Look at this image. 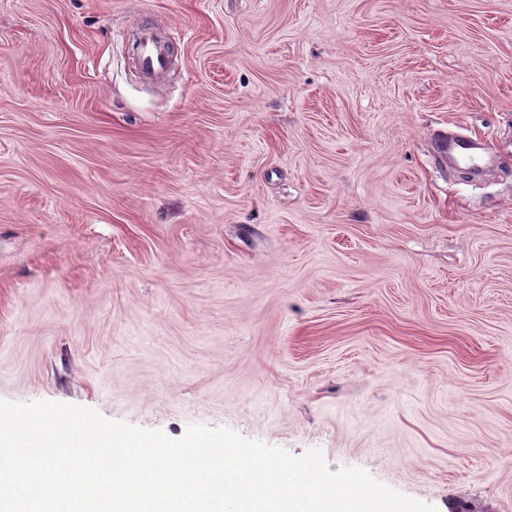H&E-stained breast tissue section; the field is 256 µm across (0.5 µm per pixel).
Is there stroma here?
<instances>
[{
  "label": "stroma",
  "instance_id": "stroma-1",
  "mask_svg": "<svg viewBox=\"0 0 512 512\" xmlns=\"http://www.w3.org/2000/svg\"><path fill=\"white\" fill-rule=\"evenodd\" d=\"M0 400L512 512V0H0ZM158 36L159 33L154 26H143L137 63L141 71L149 78L160 76L168 66L165 48ZM436 150L442 157H450L461 165H474L478 155L477 142L466 136L444 137L437 142Z\"/></svg>",
  "mask_w": 512,
  "mask_h": 512
}]
</instances>
